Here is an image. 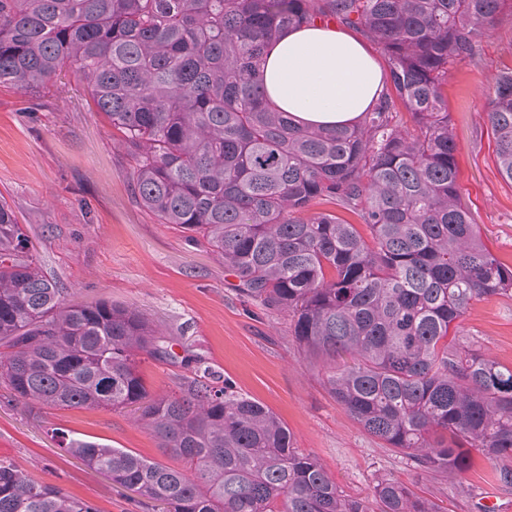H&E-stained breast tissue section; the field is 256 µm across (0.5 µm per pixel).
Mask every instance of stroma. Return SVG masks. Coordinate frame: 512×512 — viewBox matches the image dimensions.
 Instances as JSON below:
<instances>
[{
  "mask_svg": "<svg viewBox=\"0 0 512 512\" xmlns=\"http://www.w3.org/2000/svg\"><path fill=\"white\" fill-rule=\"evenodd\" d=\"M511 69L507 12L480 39L473 58L450 67L444 91L462 200L485 244L512 268V182L499 170L484 115L496 76ZM132 177V162L113 144L108 122L75 68L37 94L0 87V195L27 226L44 274L66 300L129 306L162 326L173 358L137 359L149 392H178L189 374L182 360L195 358L267 406L288 428L295 448L314 456L346 497H370L384 477L431 499L440 512H482L489 496L497 512H512V488L497 480L494 463L477 448L469 450V469L448 483L365 432L331 396L322 360L299 347L288 318L240 297L238 278L220 260L190 247L181 232L137 203ZM454 331L512 365V297L473 301ZM56 428L180 465L131 411L53 408L17 400L0 384V459L97 512H159L155 502L128 498L66 453L52 434Z\"/></svg>",
  "mask_w": 512,
  "mask_h": 512,
  "instance_id": "obj_1",
  "label": "stroma"
}]
</instances>
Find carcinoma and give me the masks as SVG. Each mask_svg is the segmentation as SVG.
<instances>
[{"label":"carcinoma","instance_id":"1","mask_svg":"<svg viewBox=\"0 0 512 512\" xmlns=\"http://www.w3.org/2000/svg\"><path fill=\"white\" fill-rule=\"evenodd\" d=\"M512 0H0V86L43 88L77 64L134 163L136 201L239 279L241 297L288 314L323 360L332 396L370 435L431 473L465 471L464 444L512 486V365L451 325L485 296H512V269L462 205L443 96L449 67L475 55ZM361 30L395 90L349 126L308 128L256 77L285 31ZM414 126L395 122L397 107ZM512 181V72L486 112ZM332 201L366 226L331 213ZM0 382L57 408L132 407L175 469L97 441L60 445L163 512H438L387 478L349 499L283 422L210 367L178 394L149 393L136 356L172 358L137 310L68 304L0 198ZM346 355L351 362L336 365ZM0 512H96L0 460Z\"/></svg>","mask_w":512,"mask_h":512}]
</instances>
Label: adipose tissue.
<instances>
[{"instance_id": "ef3b65f1", "label": "adipose tissue", "mask_w": 512, "mask_h": 512, "mask_svg": "<svg viewBox=\"0 0 512 512\" xmlns=\"http://www.w3.org/2000/svg\"><path fill=\"white\" fill-rule=\"evenodd\" d=\"M259 78L270 100L299 125L355 124L385 88L384 73L363 41L319 23L275 41Z\"/></svg>"}]
</instances>
